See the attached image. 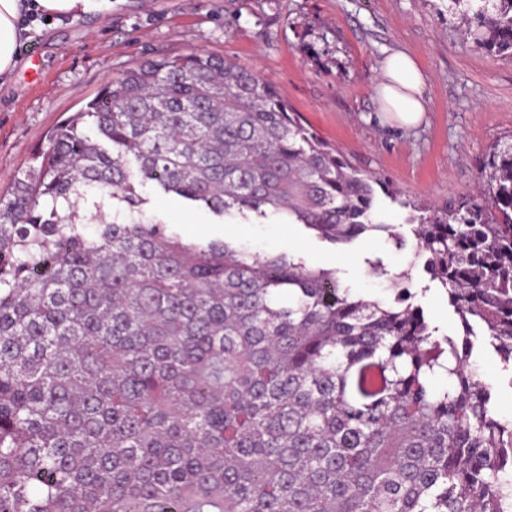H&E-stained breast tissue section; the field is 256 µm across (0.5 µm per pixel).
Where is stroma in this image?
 <instances>
[{
    "instance_id": "1",
    "label": "stroma",
    "mask_w": 512,
    "mask_h": 512,
    "mask_svg": "<svg viewBox=\"0 0 512 512\" xmlns=\"http://www.w3.org/2000/svg\"><path fill=\"white\" fill-rule=\"evenodd\" d=\"M450 0H112L106 12L77 11L29 22L20 44L35 65L18 61L0 85V194L45 148L56 124L84 108L117 72L161 56L202 51L230 58L274 84L282 99L357 167L384 179L401 199L444 204L471 194L480 165L512 141V58L462 42ZM401 51L425 75L428 110L408 131L394 128L376 102L384 59ZM147 212L182 237L224 239L258 253L286 252L335 269L353 292L386 301L388 277L411 269L413 302L440 334L463 328L414 243L396 248L384 233L348 245L319 239L271 215L252 224L187 209L148 186ZM381 259L372 275L363 254ZM472 363L512 418V372L484 339Z\"/></svg>"
}]
</instances>
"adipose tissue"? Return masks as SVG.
<instances>
[{
    "mask_svg": "<svg viewBox=\"0 0 512 512\" xmlns=\"http://www.w3.org/2000/svg\"><path fill=\"white\" fill-rule=\"evenodd\" d=\"M23 8V0H0V80L8 79L16 66ZM424 84V74L412 57L403 52L390 54L376 83L380 111L393 114L400 127L418 126L427 110Z\"/></svg>",
    "mask_w": 512,
    "mask_h": 512,
    "instance_id": "obj_1",
    "label": "adipose tissue"
}]
</instances>
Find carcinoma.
Returning a JSON list of instances; mask_svg holds the SVG:
<instances>
[{"instance_id": "obj_1", "label": "carcinoma", "mask_w": 512, "mask_h": 512, "mask_svg": "<svg viewBox=\"0 0 512 512\" xmlns=\"http://www.w3.org/2000/svg\"><path fill=\"white\" fill-rule=\"evenodd\" d=\"M512 56V0H451ZM0 198V512H512V419L471 363L512 366V143L474 193L408 218L464 327L289 253L167 232L155 184L332 244L384 232L355 168L251 69L201 52L109 80ZM445 368L450 384L435 383Z\"/></svg>"}]
</instances>
